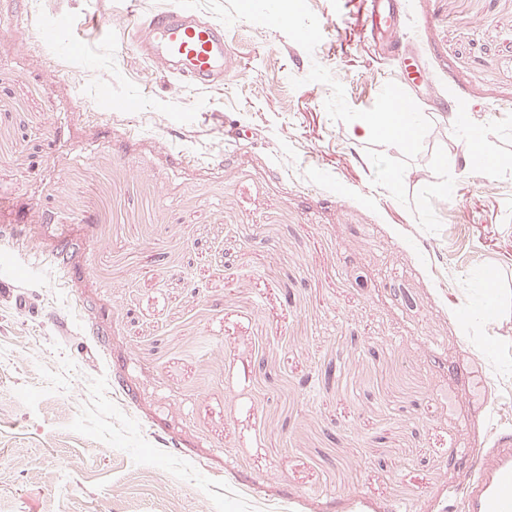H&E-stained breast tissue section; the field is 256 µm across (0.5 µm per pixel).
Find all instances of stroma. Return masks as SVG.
<instances>
[{"label":"stroma","instance_id":"1","mask_svg":"<svg viewBox=\"0 0 512 512\" xmlns=\"http://www.w3.org/2000/svg\"><path fill=\"white\" fill-rule=\"evenodd\" d=\"M193 2L203 92L124 0H0V512H464L452 449L512 429V164H463L512 157V0H406L407 148L351 134L399 75L356 0ZM139 55L161 61L166 75L184 88L206 90L224 82L228 50L224 25L201 18L190 1H178L142 19L136 0L127 1ZM70 24V18L65 12H57L48 21L42 20L38 26L41 44L48 47H57L59 45V31L68 28ZM387 40L389 43V53L391 55L401 56L403 58L406 57L407 60H411L412 64L410 65L415 68V73H417L418 78L424 82L431 81V74L421 62L411 38L404 44L400 42L396 29L391 28L387 31Z\"/></svg>","mask_w":512,"mask_h":512}]
</instances>
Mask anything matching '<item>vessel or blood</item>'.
Segmentation results:
<instances>
[{
    "label": "vessel or blood",
    "instance_id": "obj_1",
    "mask_svg": "<svg viewBox=\"0 0 512 512\" xmlns=\"http://www.w3.org/2000/svg\"><path fill=\"white\" fill-rule=\"evenodd\" d=\"M404 8L402 0H360L359 9L367 29L386 33L389 52L411 60L421 81L431 79L413 43L399 40L390 21ZM134 43L142 58L161 61L166 75L184 88L206 90L223 83L228 51L224 25L201 18L189 0H178L150 16H140L137 0H128ZM71 24L66 13L40 22L42 45L58 44V33ZM471 466L462 477L466 486V512H512V430L495 429L489 448L470 449Z\"/></svg>",
    "mask_w": 512,
    "mask_h": 512
}]
</instances>
